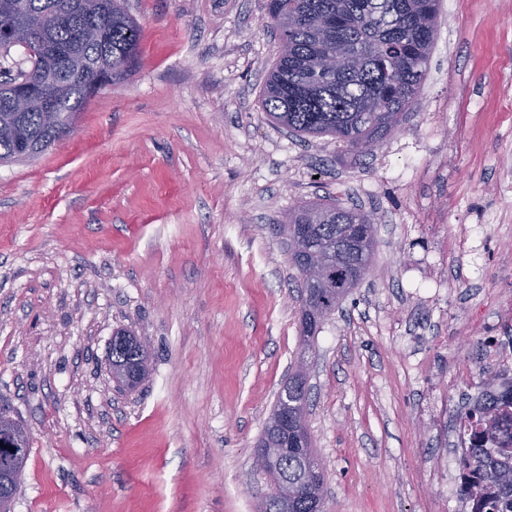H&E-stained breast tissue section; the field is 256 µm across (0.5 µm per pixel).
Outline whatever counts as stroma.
I'll return each mask as SVG.
<instances>
[{
    "label": "stroma",
    "mask_w": 512,
    "mask_h": 512,
    "mask_svg": "<svg viewBox=\"0 0 512 512\" xmlns=\"http://www.w3.org/2000/svg\"><path fill=\"white\" fill-rule=\"evenodd\" d=\"M138 55L72 132L0 164V408L30 436L12 512H256L255 444L304 348L278 224L373 213L372 268L310 350L325 512H459L438 463L512 337V0H442L420 104L372 154L260 104L264 0H125ZM149 350L132 391L112 336ZM498 337L499 336H477L479 342L484 346L486 351L489 354H492V353L494 354L492 356H486L487 362H489L492 365L497 364L499 367L500 374L505 372V375L502 374V376H504V378L501 380L499 385L504 384V383L506 385L507 382L509 381L507 376L510 373V371H508V369H510L511 363L509 362L508 358L501 357L499 346H498V342H499ZM511 368H512V366H511Z\"/></svg>",
    "instance_id": "stroma-1"
}]
</instances>
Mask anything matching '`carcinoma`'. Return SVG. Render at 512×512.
Listing matches in <instances>:
<instances>
[{"label":"carcinoma","instance_id":"1","mask_svg":"<svg viewBox=\"0 0 512 512\" xmlns=\"http://www.w3.org/2000/svg\"><path fill=\"white\" fill-rule=\"evenodd\" d=\"M18 0L33 32L51 45L77 47L89 61L82 68L66 63L45 68L46 48L33 78L57 93L55 127L42 113L23 112L20 136L48 150L71 129L79 112L99 92L101 68L112 64V76L123 78L137 55L140 28L123 7V0ZM441 0H266L269 25L276 30L280 49L261 94L262 111L274 123L298 137H330L344 148L369 154L389 137L406 112L418 104L436 37ZM81 19L92 13L107 22L104 40L83 43L75 22H64L63 12ZM288 225L307 226L302 250L294 253L293 267L311 253L326 267V277L313 292L301 322L304 345L310 347L323 322L370 269L376 240H352V224H372L373 215L341 203L304 204L291 210ZM147 362L138 339L112 343V365L130 368ZM309 395L293 384L278 392L275 407L303 413ZM473 446L460 460L462 472L483 482L472 512H512V447L487 448L474 432ZM30 444L20 448L6 434L0 436V465L15 461L25 468ZM283 474L296 491L288 500H272L273 512H314L324 501L325 475L304 478L292 451Z\"/></svg>","mask_w":512,"mask_h":512}]
</instances>
